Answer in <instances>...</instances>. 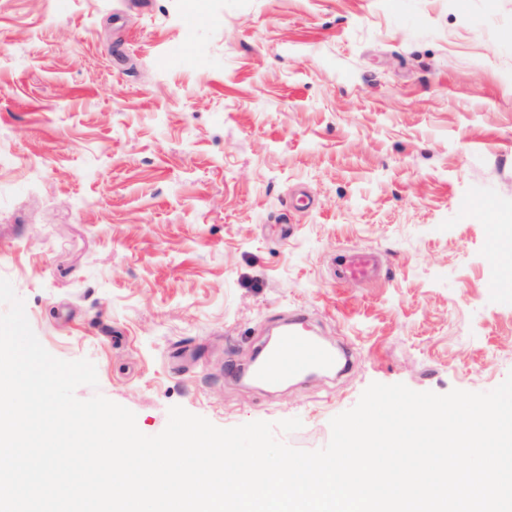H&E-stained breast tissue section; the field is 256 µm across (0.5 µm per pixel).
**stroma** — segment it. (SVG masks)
Instances as JSON below:
<instances>
[{
  "instance_id": "35a3bbf8",
  "label": "stroma",
  "mask_w": 512,
  "mask_h": 512,
  "mask_svg": "<svg viewBox=\"0 0 512 512\" xmlns=\"http://www.w3.org/2000/svg\"><path fill=\"white\" fill-rule=\"evenodd\" d=\"M312 203H291L296 192ZM512 0H0V278L79 386L164 430L512 373ZM348 248L375 283L337 280ZM351 366L245 384L290 312Z\"/></svg>"
}]
</instances>
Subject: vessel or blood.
Returning a JSON list of instances; mask_svg holds the SVG:
<instances>
[{
  "label": "vessel or blood",
  "mask_w": 512,
  "mask_h": 512,
  "mask_svg": "<svg viewBox=\"0 0 512 512\" xmlns=\"http://www.w3.org/2000/svg\"><path fill=\"white\" fill-rule=\"evenodd\" d=\"M380 266L378 256L371 251L350 253L343 279L356 282L372 280ZM339 355L335 348L315 336L303 312H294L278 340L250 370L251 376L269 387L307 376L318 371L335 369Z\"/></svg>",
  "instance_id": "1"
}]
</instances>
